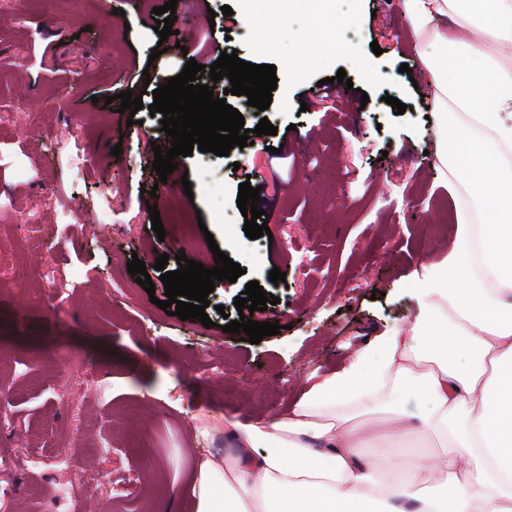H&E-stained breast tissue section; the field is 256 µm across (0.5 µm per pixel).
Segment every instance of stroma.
<instances>
[{
    "label": "stroma",
    "mask_w": 512,
    "mask_h": 512,
    "mask_svg": "<svg viewBox=\"0 0 512 512\" xmlns=\"http://www.w3.org/2000/svg\"><path fill=\"white\" fill-rule=\"evenodd\" d=\"M165 2L66 0L44 15L0 0V100L15 103L0 112V392L9 399L0 512H48L63 483L84 472L92 481L81 495L94 512H183L171 493L197 459L223 454L225 415L280 413L311 374L407 326L409 275L442 262L458 232L460 203L437 168L432 90L401 0H257V12L280 21L274 41L241 15L224 30L219 11H238L239 0H178L175 33L161 39L153 9ZM332 17L329 39L354 48L378 81L341 54L303 80L278 79L267 114L278 135L252 133L226 156L178 157L159 178L153 147L167 136L148 110L153 89L187 59L208 66L224 51L280 65L277 41ZM160 43L165 53L153 56ZM341 69L353 82L347 105L302 110L319 80ZM127 89L144 103L133 126L106 102ZM284 144L294 160L271 159ZM248 179L262 184L271 230L254 240L237 206ZM154 188L161 238L140 205ZM199 220L204 268L215 265L213 240L244 270L209 294V328L156 305L165 296L157 255L177 270L175 227ZM135 256L154 294L134 284ZM47 263L64 291L58 308L47 304ZM275 267L284 283L270 281ZM251 281L278 298L254 320L282 327L257 344L220 327L238 319L234 299Z\"/></svg>",
    "instance_id": "1"
}]
</instances>
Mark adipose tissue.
I'll return each mask as SVG.
<instances>
[{
	"label": "adipose tissue",
	"mask_w": 512,
	"mask_h": 512,
	"mask_svg": "<svg viewBox=\"0 0 512 512\" xmlns=\"http://www.w3.org/2000/svg\"><path fill=\"white\" fill-rule=\"evenodd\" d=\"M434 90L436 156L461 199L445 262L408 279L416 310L319 377L284 413L225 418L236 450L206 458L190 512H512V0H403ZM321 32L289 40L285 72L329 51ZM433 368L416 375L413 366ZM423 401L417 421L395 404ZM389 410L384 469L361 463L360 418ZM438 445L436 453L422 443Z\"/></svg>",
	"instance_id": "1"
}]
</instances>
